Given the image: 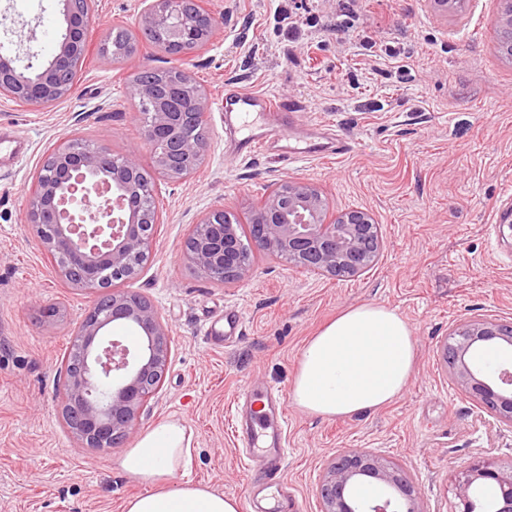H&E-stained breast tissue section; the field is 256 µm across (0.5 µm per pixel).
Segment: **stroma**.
Here are the masks:
<instances>
[{
  "label": "stroma",
  "mask_w": 512,
  "mask_h": 512,
  "mask_svg": "<svg viewBox=\"0 0 512 512\" xmlns=\"http://www.w3.org/2000/svg\"><path fill=\"white\" fill-rule=\"evenodd\" d=\"M217 24L205 50L182 60L208 92L209 139L199 167L158 181L162 219L138 275L124 290L159 310L171 356L138 432L176 418L191 434L186 480L246 504L254 485L239 464L230 417L245 385L290 389L307 340L337 314L365 303L396 310L412 326L416 364L403 394L350 418L288 405L284 473L288 512H320L315 488L329 462L362 449L396 463L418 488L423 512H453L457 474L483 457L512 461V427L496 422L451 382L442 346L470 317L512 321V59L498 50L499 0H356L354 27L337 26V0H206ZM141 0H97L73 93L37 110L0 97V128L29 146L0 167V512H125L145 487L119 467L134 447L77 449L60 423L57 378L94 292L59 277L31 225L26 197L47 156L77 138L136 152L152 169L142 117L126 95L133 76L165 67L160 49L110 62L99 47L114 25L136 30ZM12 31L0 52L51 58L65 26L59 0H0ZM302 105L292 143L314 144L320 126L351 147L328 158L226 157V83ZM317 188L333 213L372 214L382 248L350 278L317 274L255 253L248 279L221 284L181 256L194 224L224 208L245 225L271 187ZM53 306L58 314L45 318ZM238 310L233 342L206 344L208 317Z\"/></svg>",
  "instance_id": "1"
}]
</instances>
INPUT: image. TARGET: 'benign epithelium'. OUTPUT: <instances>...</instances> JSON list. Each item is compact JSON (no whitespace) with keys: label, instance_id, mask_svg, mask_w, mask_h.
Segmentation results:
<instances>
[{"label":"benign epithelium","instance_id":"7a95c632","mask_svg":"<svg viewBox=\"0 0 512 512\" xmlns=\"http://www.w3.org/2000/svg\"><path fill=\"white\" fill-rule=\"evenodd\" d=\"M495 21L502 46L512 56V0ZM64 32L46 63L17 66L0 54V95L46 108L67 97L66 75L87 51L85 32L93 0H61ZM212 14L189 11L184 0H150L137 24L164 46L189 54ZM128 97L141 106L144 138L154 153L146 171L133 152L114 154L77 139L59 145L47 158L49 173L36 178L26 203V222L41 238L58 272L72 286L96 292L101 301L84 315L76 335L80 367L61 391L62 418L80 448L106 449L133 431L147 402L160 390L170 357V336L158 309L145 298L115 288L134 278L153 243L160 210L143 206L155 178L178 182L191 174L205 148L210 98L187 72L169 84L133 78ZM196 243L182 250L192 267L218 282L249 277L252 254L263 252L298 268L336 277H354L377 260L382 242L365 210L328 215L326 199L300 182L277 185L253 211L248 232L222 209L211 211L193 230ZM126 325L127 341L109 334ZM494 344L512 348V321L468 318L443 345L446 369L455 385L498 422L512 426V371L494 379L477 372L471 351ZM385 487L383 499L365 505L353 497L359 483ZM499 489L496 512H512V465L491 458L476 461L455 478L454 512H476V487ZM321 512H422L419 492L395 464L362 450L345 451L329 464L317 488Z\"/></svg>","mask_w":512,"mask_h":512}]
</instances>
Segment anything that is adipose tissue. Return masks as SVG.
Listing matches in <instances>:
<instances>
[{"label":"adipose tissue","mask_w":512,"mask_h":512,"mask_svg":"<svg viewBox=\"0 0 512 512\" xmlns=\"http://www.w3.org/2000/svg\"><path fill=\"white\" fill-rule=\"evenodd\" d=\"M416 342L410 323L377 304L350 308L302 349L292 401L301 411L348 418L398 398L414 371ZM191 437L180 420L146 430L120 467L146 493L130 499L126 512H238L235 499L182 479Z\"/></svg>","instance_id":"adipose-tissue-1"}]
</instances>
